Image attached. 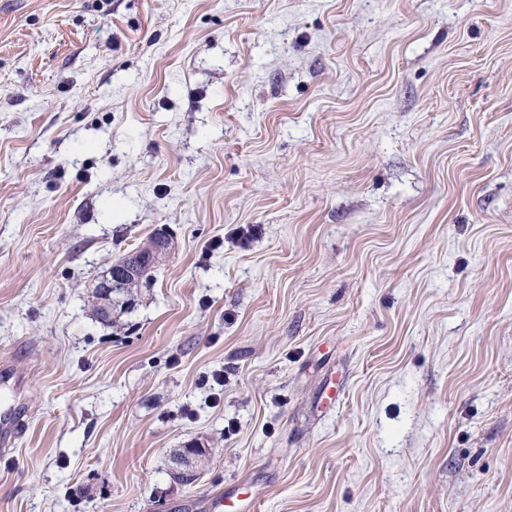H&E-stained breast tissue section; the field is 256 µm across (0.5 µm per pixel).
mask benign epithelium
I'll list each match as a JSON object with an SVG mask.
<instances>
[{
	"label": "benign epithelium",
	"mask_w": 512,
	"mask_h": 512,
	"mask_svg": "<svg viewBox=\"0 0 512 512\" xmlns=\"http://www.w3.org/2000/svg\"><path fill=\"white\" fill-rule=\"evenodd\" d=\"M171 238L161 236L150 242L146 254L132 252L119 262L111 264L106 274L94 287L93 293L101 304L102 319L112 320V303H122L129 298L128 288L139 279L145 269L169 253Z\"/></svg>",
	"instance_id": "1"
}]
</instances>
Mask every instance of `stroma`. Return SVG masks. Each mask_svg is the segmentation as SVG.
Instances as JSON below:
<instances>
[{"label":"stroma","mask_w":512,"mask_h":512,"mask_svg":"<svg viewBox=\"0 0 512 512\" xmlns=\"http://www.w3.org/2000/svg\"><path fill=\"white\" fill-rule=\"evenodd\" d=\"M3 360L0 512H512V0H0ZM162 232L157 229L150 237L149 244L145 248L146 256L139 252H132L119 262L112 263L106 274L94 287L98 303L101 304L102 319L112 321V301L118 304L126 303L129 298L128 288H132L134 282L139 279L145 269L155 264L161 256H166L171 248V238L161 236L152 239ZM152 241V242H151Z\"/></svg>","instance_id":"stroma-1"}]
</instances>
